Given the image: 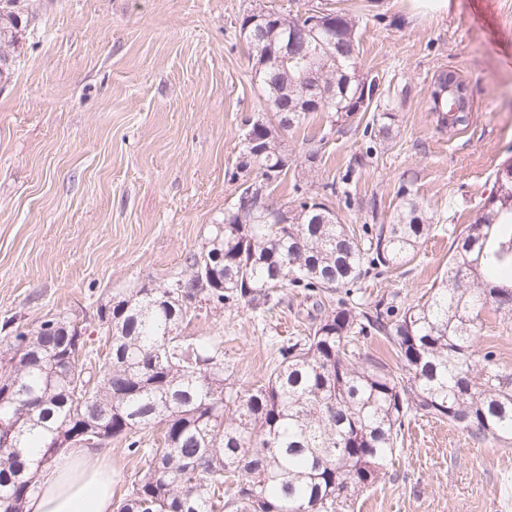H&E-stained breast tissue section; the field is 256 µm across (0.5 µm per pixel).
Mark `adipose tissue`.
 Masks as SVG:
<instances>
[{"label":"adipose tissue","instance_id":"1","mask_svg":"<svg viewBox=\"0 0 512 512\" xmlns=\"http://www.w3.org/2000/svg\"><path fill=\"white\" fill-rule=\"evenodd\" d=\"M114 478L111 464L91 449H69L42 471L26 512H114Z\"/></svg>","mask_w":512,"mask_h":512}]
</instances>
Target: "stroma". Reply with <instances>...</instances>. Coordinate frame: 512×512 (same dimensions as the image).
<instances>
[{
  "mask_svg": "<svg viewBox=\"0 0 512 512\" xmlns=\"http://www.w3.org/2000/svg\"><path fill=\"white\" fill-rule=\"evenodd\" d=\"M26 26L0 74V321L32 325L98 304L182 270L234 200L242 120L260 109L239 21L253 9L326 4L363 16L360 70L402 92L398 134L363 126L332 135L307 168L317 124L288 135L295 177L310 192L346 180L331 200L341 223L389 220L400 182L430 203L433 230L417 256L362 291L415 299L448 261L453 225L477 218L498 164L512 158V0H448L411 16L408 0H25ZM454 71L473 104L448 134L428 110L440 71ZM367 155L355 174V156ZM303 289L272 312L224 309L193 322L220 342L241 384L260 383L288 337L311 325ZM478 349L512 372V325L481 316ZM355 512H512V440L476 444L460 428L416 416L385 476Z\"/></svg>",
  "mask_w": 512,
  "mask_h": 512,
  "instance_id": "35a3bbf8",
  "label": "stroma"
}]
</instances>
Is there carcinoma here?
Returning a JSON list of instances; mask_svg holds the SVG:
<instances>
[{
	"label": "carcinoma",
	"instance_id": "cac0c4a2",
	"mask_svg": "<svg viewBox=\"0 0 512 512\" xmlns=\"http://www.w3.org/2000/svg\"><path fill=\"white\" fill-rule=\"evenodd\" d=\"M19 3L0 12V46L22 37ZM307 22L299 11L241 19L253 33L252 79L273 116L288 109L290 131L327 114V127L308 139L311 170L335 128L366 119L381 140L393 138L397 98L384 99L379 75L359 72V17L338 11L323 29ZM293 31V57L264 58ZM429 111L446 129L469 125L446 99H429ZM242 124L236 191L267 182L288 223L260 213L242 221L233 204L185 255L180 275L145 282L91 317L59 311L31 327L0 325V512H24L39 473L82 441L83 425L103 437L94 448L120 438L145 459L117 512H351L416 415L446 420L477 444L512 438V372L494 351L475 350L482 312L512 322V160L493 172L481 216L451 230L448 269L429 292L411 301L397 292L340 298L327 308L322 298L348 296L409 261L431 233L430 205L404 181L390 222L365 224L358 236L316 210L298 183L291 198L276 196L294 160L251 117ZM214 254L222 261L208 287H190L200 259ZM288 288L308 291L321 316L278 348L262 384H237L220 344L185 335L214 310L270 311ZM95 333L100 352L88 344ZM368 335L387 344L396 366L360 349Z\"/></svg>",
	"mask_w": 512,
	"mask_h": 512
}]
</instances>
